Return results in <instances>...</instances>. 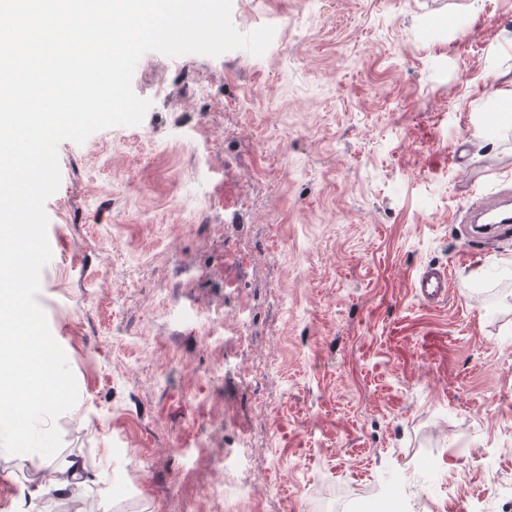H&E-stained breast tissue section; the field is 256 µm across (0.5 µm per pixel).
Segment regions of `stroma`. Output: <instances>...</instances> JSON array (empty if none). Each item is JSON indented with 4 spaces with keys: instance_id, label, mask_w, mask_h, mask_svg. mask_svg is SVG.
<instances>
[{
    "instance_id": "stroma-1",
    "label": "stroma",
    "mask_w": 512,
    "mask_h": 512,
    "mask_svg": "<svg viewBox=\"0 0 512 512\" xmlns=\"http://www.w3.org/2000/svg\"><path fill=\"white\" fill-rule=\"evenodd\" d=\"M231 18L274 27L263 55L147 52L142 122L58 146L36 297L79 391L58 458L95 512H507L512 238L464 216L512 195V0ZM428 265L445 303L415 294ZM31 469L0 445V512Z\"/></svg>"
}]
</instances>
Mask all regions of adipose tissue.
<instances>
[{"mask_svg":"<svg viewBox=\"0 0 512 512\" xmlns=\"http://www.w3.org/2000/svg\"><path fill=\"white\" fill-rule=\"evenodd\" d=\"M23 248L21 240L0 232V327L18 334L0 343V440L27 449L31 466L43 473V481L22 492L34 502L50 494L73 496L93 476L80 458L60 460L48 448L29 445L42 414L65 395L53 381L55 365L45 355L41 338L19 334L24 318L13 304L25 290L14 274V262Z\"/></svg>","mask_w":512,"mask_h":512,"instance_id":"ef3b65f1","label":"adipose tissue"}]
</instances>
